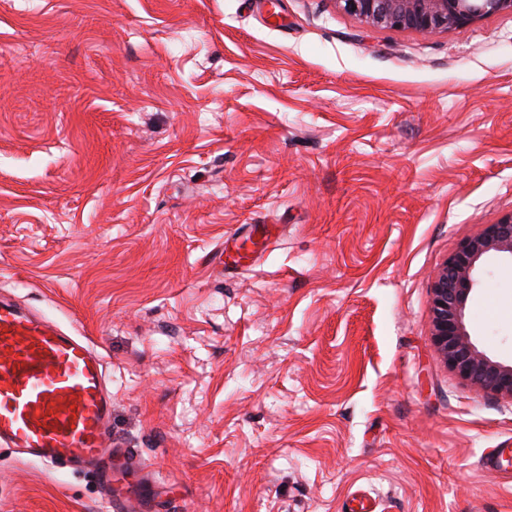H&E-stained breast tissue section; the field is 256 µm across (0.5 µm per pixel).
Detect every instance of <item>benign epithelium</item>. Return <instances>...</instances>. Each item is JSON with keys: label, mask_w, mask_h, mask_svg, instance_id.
<instances>
[{"label": "benign epithelium", "mask_w": 512, "mask_h": 512, "mask_svg": "<svg viewBox=\"0 0 512 512\" xmlns=\"http://www.w3.org/2000/svg\"><path fill=\"white\" fill-rule=\"evenodd\" d=\"M346 13L371 27L426 35L469 26L494 13H512V0H336ZM512 261V212L465 240L436 272L431 284V336L438 358L480 393L512 402V361L479 348L465 310L492 259Z\"/></svg>", "instance_id": "7a95c632"}]
</instances>
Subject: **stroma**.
I'll return each mask as SVG.
<instances>
[{
	"label": "stroma",
	"mask_w": 512,
	"mask_h": 512,
	"mask_svg": "<svg viewBox=\"0 0 512 512\" xmlns=\"http://www.w3.org/2000/svg\"><path fill=\"white\" fill-rule=\"evenodd\" d=\"M511 211L510 13L0 0V298L103 356L137 512H512V402L438 359L430 292ZM466 324L512 359V262ZM106 498L0 445V512ZM371 27L433 35L469 26L494 13H512V0H336ZM355 7V10H352Z\"/></svg>",
	"instance_id": "obj_1"
}]
</instances>
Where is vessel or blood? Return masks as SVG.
<instances>
[{"instance_id": "1", "label": "vessel or blood", "mask_w": 512, "mask_h": 512, "mask_svg": "<svg viewBox=\"0 0 512 512\" xmlns=\"http://www.w3.org/2000/svg\"><path fill=\"white\" fill-rule=\"evenodd\" d=\"M112 399L104 361L90 341L42 315L0 301V444L51 469L97 466L110 484L111 512L124 490L112 486Z\"/></svg>"}]
</instances>
